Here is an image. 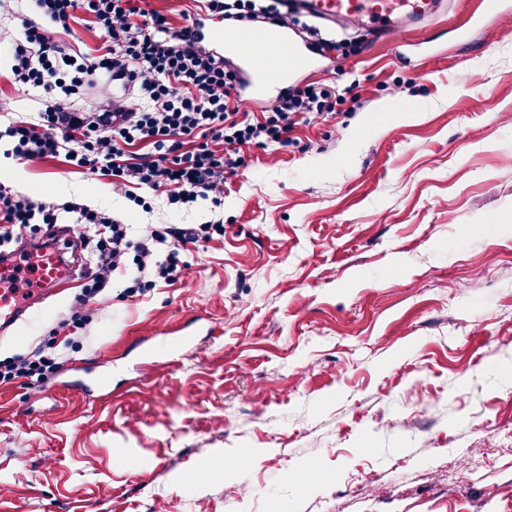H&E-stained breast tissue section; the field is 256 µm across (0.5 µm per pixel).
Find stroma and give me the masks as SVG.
Segmentation results:
<instances>
[{
    "label": "stroma",
    "mask_w": 512,
    "mask_h": 512,
    "mask_svg": "<svg viewBox=\"0 0 512 512\" xmlns=\"http://www.w3.org/2000/svg\"><path fill=\"white\" fill-rule=\"evenodd\" d=\"M479 2L401 40L301 16L306 46L361 40L315 76L343 69L356 95L294 146L251 145L220 208L155 192L147 213L138 186L5 159L18 175L0 184L35 201L220 219L224 237L182 253L174 284L127 297L114 281L63 350L73 389L34 402L0 386V512H512V0L459 39ZM30 13L0 7L7 112L41 108L9 80ZM290 85L240 94L258 113ZM74 295L0 339V359L47 340ZM103 369L111 392L78 391ZM478 448L482 467L449 479Z\"/></svg>",
    "instance_id": "stroma-1"
}]
</instances>
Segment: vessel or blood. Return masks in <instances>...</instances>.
<instances>
[{"label": "vessel or blood", "mask_w": 512, "mask_h": 512, "mask_svg": "<svg viewBox=\"0 0 512 512\" xmlns=\"http://www.w3.org/2000/svg\"><path fill=\"white\" fill-rule=\"evenodd\" d=\"M439 0H293L294 10L320 22L333 24L355 19L364 26L387 33L398 32L402 20L434 16ZM213 45H226L238 51L262 78L290 80L303 71L319 68L317 58L301 51L288 26L279 30L241 29L228 32L216 22L206 34ZM74 270L56 252H42L34 268L20 265L13 255L0 256V335L28 322L33 302L60 294L72 283Z\"/></svg>", "instance_id": "b4317fda"}]
</instances>
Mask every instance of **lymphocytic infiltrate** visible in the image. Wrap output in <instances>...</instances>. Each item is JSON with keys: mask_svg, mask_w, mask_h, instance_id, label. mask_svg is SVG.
<instances>
[{"mask_svg": "<svg viewBox=\"0 0 512 512\" xmlns=\"http://www.w3.org/2000/svg\"><path fill=\"white\" fill-rule=\"evenodd\" d=\"M212 17L236 9L250 24L265 17L280 21L277 5L257 10L255 0H195ZM35 19H23L10 77L19 87L44 91L36 120L17 118L0 130L9 153L21 162L65 157L92 174L166 193L170 204L197 198L224 203L229 175L246 165L244 148L260 141L285 148L300 123L337 117L346 98L338 87L315 82L277 98L263 112L248 110L239 78L223 57L202 44L195 24H175L171 15L141 6L139 0H32ZM103 39L99 55H70L58 36L72 30L78 16ZM129 82L130 98H109L104 111L80 112L73 96L106 80ZM149 145L150 153L134 149ZM71 215L81 236L93 244V258L80 291L58 325L63 345L83 330L94 306L117 275L134 267L127 293L170 282L181 251L222 234V221L180 228L144 224L139 229L77 203H35L26 194L0 186V248ZM55 350L0 361V386L20 384L39 392L63 369Z\"/></svg>", "mask_w": 512, "mask_h": 512, "instance_id": "f902f5d3", "label": "lymphocytic infiltrate"}]
</instances>
